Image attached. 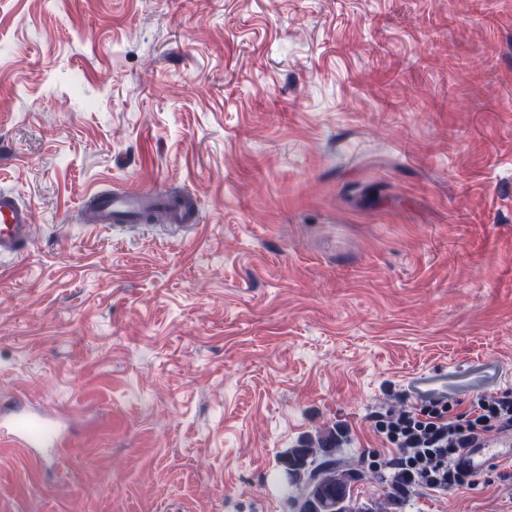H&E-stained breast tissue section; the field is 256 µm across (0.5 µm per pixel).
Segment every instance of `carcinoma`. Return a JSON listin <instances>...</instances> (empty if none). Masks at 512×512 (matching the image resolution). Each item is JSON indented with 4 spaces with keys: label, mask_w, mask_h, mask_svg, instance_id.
Wrapping results in <instances>:
<instances>
[{
    "label": "carcinoma",
    "mask_w": 512,
    "mask_h": 512,
    "mask_svg": "<svg viewBox=\"0 0 512 512\" xmlns=\"http://www.w3.org/2000/svg\"><path fill=\"white\" fill-rule=\"evenodd\" d=\"M287 452L288 457L300 462L301 492L288 497L292 512H372L353 497V485L361 475L341 467L335 433L321 432Z\"/></svg>",
    "instance_id": "carcinoma-1"
}]
</instances>
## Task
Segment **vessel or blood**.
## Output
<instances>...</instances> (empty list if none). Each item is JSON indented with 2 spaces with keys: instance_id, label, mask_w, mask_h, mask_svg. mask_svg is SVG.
<instances>
[{
  "instance_id": "1",
  "label": "vessel or blood",
  "mask_w": 512,
  "mask_h": 512,
  "mask_svg": "<svg viewBox=\"0 0 512 512\" xmlns=\"http://www.w3.org/2000/svg\"><path fill=\"white\" fill-rule=\"evenodd\" d=\"M95 203L97 223L124 227L140 221L151 199L146 192L127 191L96 194ZM32 232L29 204L12 192L0 190V259L18 257ZM0 445L33 451L41 461L65 447L66 436L53 421L30 413L17 401L0 407ZM511 447L512 432H503L497 439H487L477 447L466 449L461 461L478 470L491 460H507V450Z\"/></svg>"
}]
</instances>
